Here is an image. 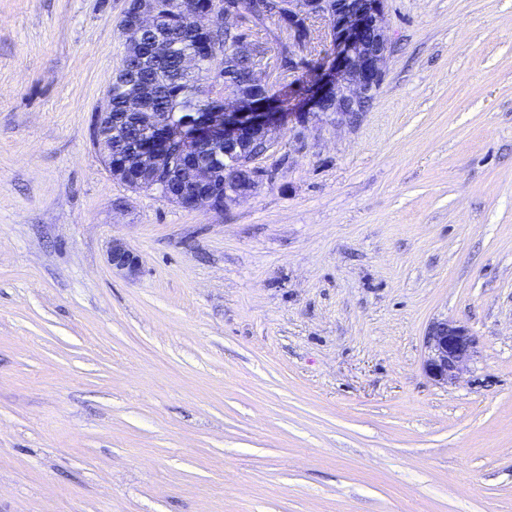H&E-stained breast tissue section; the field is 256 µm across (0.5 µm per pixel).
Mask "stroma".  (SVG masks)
<instances>
[{
    "mask_svg": "<svg viewBox=\"0 0 512 512\" xmlns=\"http://www.w3.org/2000/svg\"><path fill=\"white\" fill-rule=\"evenodd\" d=\"M124 8L0 0V512H512V0H388L369 108L221 214L106 165ZM108 262L113 270L127 278L135 279L140 273L139 256L122 241L112 242L108 253ZM425 374L438 384H453L477 348L476 336L461 323L437 320L425 336Z\"/></svg>",
    "mask_w": 512,
    "mask_h": 512,
    "instance_id": "35a3bbf8",
    "label": "stroma"
}]
</instances>
